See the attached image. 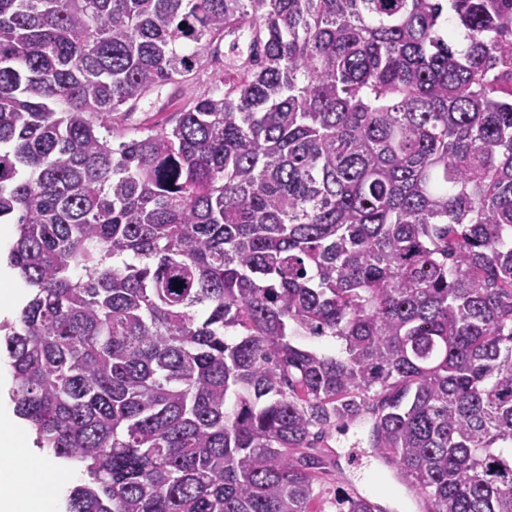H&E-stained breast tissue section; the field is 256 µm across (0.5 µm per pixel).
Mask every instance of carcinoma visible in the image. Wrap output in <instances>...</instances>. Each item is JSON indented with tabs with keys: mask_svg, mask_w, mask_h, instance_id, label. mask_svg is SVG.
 Returning <instances> with one entry per match:
<instances>
[{
	"mask_svg": "<svg viewBox=\"0 0 512 512\" xmlns=\"http://www.w3.org/2000/svg\"><path fill=\"white\" fill-rule=\"evenodd\" d=\"M0 223L67 512H324L365 418L428 512H512V0H0ZM174 91L175 90L173 88L167 87L162 94L161 101H157L155 98H152L143 103L141 109L138 112H134L135 114L132 118L133 121H144L149 124H157L159 126L164 125L167 120L168 112H171V109L160 111L159 108H161L162 103L168 96H175L177 99V94H175Z\"/></svg>",
	"mask_w": 512,
	"mask_h": 512,
	"instance_id": "1",
	"label": "carcinoma"
}]
</instances>
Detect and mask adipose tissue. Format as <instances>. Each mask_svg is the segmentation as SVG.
<instances>
[{
  "label": "adipose tissue",
  "mask_w": 512,
  "mask_h": 512,
  "mask_svg": "<svg viewBox=\"0 0 512 512\" xmlns=\"http://www.w3.org/2000/svg\"><path fill=\"white\" fill-rule=\"evenodd\" d=\"M8 406L0 404V512H49L50 493L68 479L30 452Z\"/></svg>",
  "instance_id": "adipose-tissue-1"
}]
</instances>
